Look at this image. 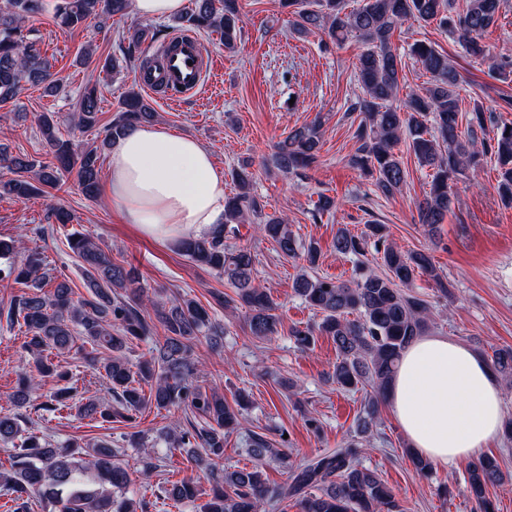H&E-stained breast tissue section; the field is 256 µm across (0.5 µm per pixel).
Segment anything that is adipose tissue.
<instances>
[{"mask_svg":"<svg viewBox=\"0 0 512 512\" xmlns=\"http://www.w3.org/2000/svg\"><path fill=\"white\" fill-rule=\"evenodd\" d=\"M106 193L126 223L159 242L204 237L224 221V174L210 151L162 125L135 127L116 141ZM388 401L410 446L445 468L479 456L502 429L496 374L442 336L408 346Z\"/></svg>","mask_w":512,"mask_h":512,"instance_id":"1","label":"adipose tissue"}]
</instances>
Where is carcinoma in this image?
I'll return each instance as SVG.
<instances>
[{
    "label": "carcinoma",
    "mask_w": 512,
    "mask_h": 512,
    "mask_svg": "<svg viewBox=\"0 0 512 512\" xmlns=\"http://www.w3.org/2000/svg\"><path fill=\"white\" fill-rule=\"evenodd\" d=\"M195 8L179 17L190 29L217 32L224 49L232 51L240 36L239 0H194ZM315 8L303 7V0H282L293 8V30L298 34L324 29L329 38L342 43L359 39L363 51L358 57L363 96L353 110L363 114L357 131L358 146L349 158L351 166L373 178L377 192L388 197L399 191L406 171L394 151L405 138L421 166L433 170L430 191L418 204L420 222L428 234L436 236L452 203L453 187L467 171L486 158L495 159L500 180L499 196L512 206V122L494 125L493 135L477 140L485 130L484 109L474 103L469 112L467 132L460 130V82L448 54L434 45L417 42L410 54L430 74L424 91L411 90L405 101L398 99L401 58L393 48L394 30L408 22L435 23L457 38L465 53L485 60L489 49L482 33L497 21L501 0H468L466 9L453 12V0H314ZM130 0H57L55 18L67 28L91 19L106 22L124 15ZM43 10V0H0V103L14 100L27 84L56 93L61 78L52 70L41 41L25 32L24 21ZM147 34L140 28L127 35L123 59L107 58L101 70H119L120 62H132ZM154 109L140 92L130 89L104 127L101 148L78 149L55 131L52 116L38 117L48 150L43 156L10 155L0 151V196L27 198L43 196L59 185L64 172L75 173L83 195L97 197L100 183L101 149L124 136L132 128L148 123ZM99 123L97 81H89L73 116L74 127L83 131ZM320 124L291 130L279 141L271 155V166L286 174H298L318 161ZM253 173L247 166L233 171L239 193L224 201V224L209 235L181 242V250L195 264L224 277L235 296L213 294L216 304L231 303L247 308L251 335L267 337L277 332L279 318L271 297L254 283L256 256L247 248L227 244L237 225L257 219L259 233L272 241L284 257L301 258L312 269L318 263L316 242L301 244L291 225L282 216L262 214L258 201L250 195ZM69 249L81 260L87 295L78 296L68 276L61 272L51 278L40 274L42 260L31 255L18 265L12 260L16 246L0 241V279L11 278L30 288L11 302L9 321L25 328L23 348L35 356L38 376L53 374L52 362L44 359L49 349L64 352L76 339L102 350L106 358H90L110 384L114 403L104 406L88 400L77 406L85 418L112 423L132 421L145 408L185 414L186 427L165 432L168 452L145 462L144 475L167 465L174 451L194 449V460L210 484L203 512H287L288 501L302 512H402L392 491L370 469L360 463L361 443L351 440L343 448L326 452L302 463H294L285 448H273L266 437L253 433L249 453L257 460L267 458L289 471L284 485L268 483L263 469L254 466L224 470V432L233 429L245 409L241 394L231 405L214 390L192 383L198 372L194 345L203 340L214 349L224 348L226 329L195 299L175 296L167 302H153V314L143 310L146 288L132 269L116 261L110 252L91 237L74 231L66 234ZM380 254L383 272L376 273L358 264L349 283L328 277L300 274L295 292L313 309L319 321L290 329L296 345L311 349L319 335L333 338L337 361L332 379L343 388L369 386L375 392L357 419V434L372 432L378 418L379 397L386 390L406 347L425 335L432 320L428 304L405 288L415 273L430 276L442 284L431 257L424 251L403 252L386 242L382 225L369 224L361 235L338 228L336 251L363 257L369 246ZM54 283L45 290L46 281ZM356 318H351V315ZM162 330L164 340L151 351L138 370L127 358L130 345ZM491 369L506 380L512 379V349L494 351ZM34 389V378L19 375L11 401L25 406ZM0 442L6 449L10 467L0 468V487L11 495L13 512H29L31 500L51 506L50 512H150L173 504L193 502L200 496L198 483L184 478L164 490L163 501L128 496L129 474L114 462L120 449L105 441L80 444L69 439L52 443L26 428V419L17 413L0 415ZM502 480L496 459L481 457L468 468L470 491L480 512H494L487 488Z\"/></svg>",
    "instance_id": "obj_1"
}]
</instances>
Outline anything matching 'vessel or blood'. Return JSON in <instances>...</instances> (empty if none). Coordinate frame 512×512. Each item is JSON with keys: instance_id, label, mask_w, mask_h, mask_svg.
<instances>
[{"instance_id": "obj_1", "label": "vessel or blood", "mask_w": 512, "mask_h": 512, "mask_svg": "<svg viewBox=\"0 0 512 512\" xmlns=\"http://www.w3.org/2000/svg\"><path fill=\"white\" fill-rule=\"evenodd\" d=\"M145 58L150 67L140 74L142 85L152 92L163 91L166 99L175 101L195 92L212 66L192 36L176 38L162 53L148 50Z\"/></svg>"}]
</instances>
